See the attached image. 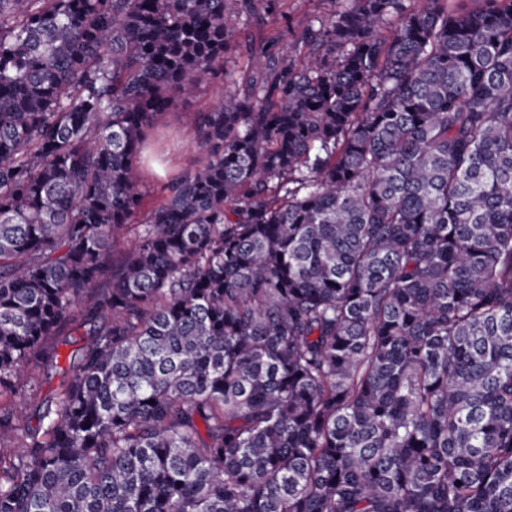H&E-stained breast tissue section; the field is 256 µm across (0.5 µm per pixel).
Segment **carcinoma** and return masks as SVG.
Instances as JSON below:
<instances>
[{"mask_svg": "<svg viewBox=\"0 0 512 512\" xmlns=\"http://www.w3.org/2000/svg\"><path fill=\"white\" fill-rule=\"evenodd\" d=\"M330 2L150 208L146 128L278 0H0V396L93 324L0 407V512H512V0ZM74 320L62 328L51 343L57 347L59 354L57 363H48L45 360L34 361L32 375L35 379L34 388H27L23 401L24 424L30 429L38 426L40 416L51 404L54 409L56 395L62 385L67 384L75 369L69 364V354L76 348L90 342V325L83 324L82 317L75 313ZM52 401V402H51Z\"/></svg>", "mask_w": 512, "mask_h": 512, "instance_id": "obj_1", "label": "carcinoma"}]
</instances>
